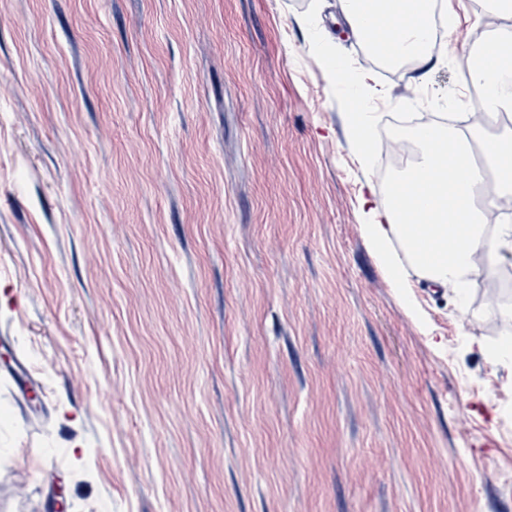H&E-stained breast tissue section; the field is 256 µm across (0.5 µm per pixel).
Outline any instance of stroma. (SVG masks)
Listing matches in <instances>:
<instances>
[{
  "mask_svg": "<svg viewBox=\"0 0 512 512\" xmlns=\"http://www.w3.org/2000/svg\"><path fill=\"white\" fill-rule=\"evenodd\" d=\"M326 42L382 116L478 107L341 0H0V512H512V254L411 320Z\"/></svg>",
  "mask_w": 512,
  "mask_h": 512,
  "instance_id": "35a3bbf8",
  "label": "stroma"
}]
</instances>
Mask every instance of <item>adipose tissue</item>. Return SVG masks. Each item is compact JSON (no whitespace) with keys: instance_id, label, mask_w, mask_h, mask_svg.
Returning <instances> with one entry per match:
<instances>
[{"instance_id":"ef3b65f1","label":"adipose tissue","mask_w":512,"mask_h":512,"mask_svg":"<svg viewBox=\"0 0 512 512\" xmlns=\"http://www.w3.org/2000/svg\"><path fill=\"white\" fill-rule=\"evenodd\" d=\"M361 10H348L352 33L360 41L380 39V55L388 62L408 60L429 66L437 43L436 23L460 26L454 0H364ZM487 40L461 67L465 86L477 89L486 123L468 114L439 117L398 131L417 154L409 170L392 181L386 202L367 185L361 199L360 232L386 278L398 288L403 307L414 322L424 313L413 304L410 275L418 273L440 288H460L478 276L482 265H494L512 253V225H487L489 213L512 200V126L491 131L488 122L512 115V0H483ZM350 96L355 111L349 136L361 162L375 148L376 116L358 90ZM484 264H477V257Z\"/></svg>"}]
</instances>
